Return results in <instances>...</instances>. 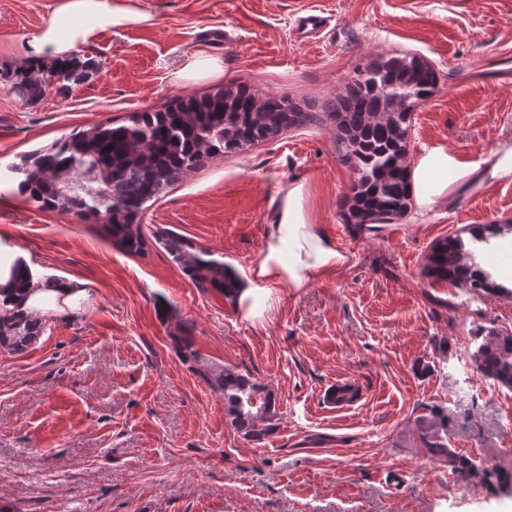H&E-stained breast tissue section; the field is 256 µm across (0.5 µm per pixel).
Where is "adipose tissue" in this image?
<instances>
[{"label": "adipose tissue", "mask_w": 512, "mask_h": 512, "mask_svg": "<svg viewBox=\"0 0 512 512\" xmlns=\"http://www.w3.org/2000/svg\"><path fill=\"white\" fill-rule=\"evenodd\" d=\"M60 20L70 27L68 37L55 28H47L32 38L26 47L29 57L46 53L61 55L73 41L88 40L99 29L133 19L134 11L118 0H60L56 10ZM512 180V142L498 143L476 163L463 164L442 149L421 156L412 172L413 193L419 210L454 199L473 189L499 181ZM306 190L296 184L281 198L268 226L263 244V258L253 275L238 281L237 300L246 303L260 285L301 289L319 273L343 267L348 257L312 224L305 208ZM85 293L79 281L32 280L31 289L22 297V308L37 311L46 301H58L73 308Z\"/></svg>", "instance_id": "adipose-tissue-1"}]
</instances>
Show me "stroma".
Masks as SVG:
<instances>
[{
    "label": "stroma",
    "instance_id": "1",
    "mask_svg": "<svg viewBox=\"0 0 512 512\" xmlns=\"http://www.w3.org/2000/svg\"><path fill=\"white\" fill-rule=\"evenodd\" d=\"M137 19L73 52L97 67L70 90L25 103L0 84V248L36 275L83 283L76 308L36 342L0 353V501L17 512H512V389L472 361L478 328L512 333V295L423 276L434 242L481 224L474 245L512 288V183L409 211L382 227L345 223L353 173L328 113L356 67L413 53L439 75L416 104L408 157L440 148L473 163L512 140V0H128ZM59 0H0V70L56 20ZM331 17L319 41L294 21ZM218 59L221 77L191 70ZM244 84L312 120L219 156L167 187L147 234L209 250L237 276L259 264L278 199L307 189L313 223L348 256L307 288H265L252 307L192 279L162 244L132 255L105 224L49 211L18 190L24 155L72 130ZM251 374L276 399L273 429L247 438L183 362ZM358 389L350 403L330 397ZM498 461L467 480L451 458Z\"/></svg>",
    "mask_w": 512,
    "mask_h": 512
}]
</instances>
